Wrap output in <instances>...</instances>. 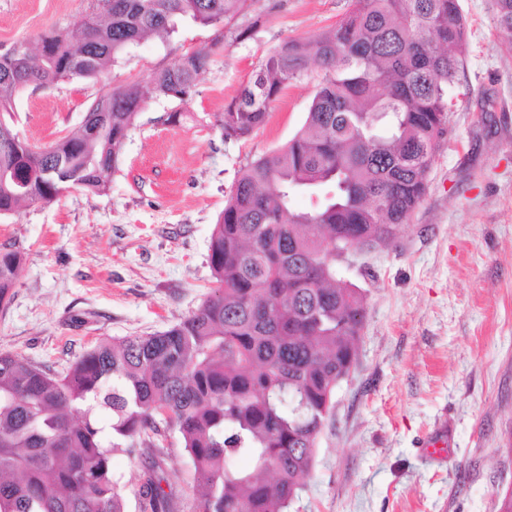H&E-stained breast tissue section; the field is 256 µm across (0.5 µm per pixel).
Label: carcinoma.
<instances>
[{
  "instance_id": "1",
  "label": "carcinoma",
  "mask_w": 512,
  "mask_h": 512,
  "mask_svg": "<svg viewBox=\"0 0 512 512\" xmlns=\"http://www.w3.org/2000/svg\"><path fill=\"white\" fill-rule=\"evenodd\" d=\"M247 0H94L48 52L0 53V112L26 86L93 80L152 34L189 16L221 24ZM512 54V0H494ZM460 0H354L328 33L269 55L217 122L226 140L262 127L282 89L319 63L305 123L284 147L243 166L210 241L218 284L168 330L100 342L54 375L0 353V512H125L112 453L147 451L140 512H176L161 482L179 434L193 466L194 512H288L305 487L338 382L356 356L365 298L336 277V247L395 242L422 201L448 135V89L464 71ZM218 45L152 72L160 99L188 101ZM142 98L116 87L80 129L33 147L0 120V215L80 189L107 193ZM49 175L27 187L11 170ZM296 193L318 199L292 211ZM22 260L0 250V305ZM246 465H239V461Z\"/></svg>"
}]
</instances>
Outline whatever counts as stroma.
<instances>
[{
	"instance_id": "35a3bbf8",
	"label": "stroma",
	"mask_w": 512,
	"mask_h": 512,
	"mask_svg": "<svg viewBox=\"0 0 512 512\" xmlns=\"http://www.w3.org/2000/svg\"><path fill=\"white\" fill-rule=\"evenodd\" d=\"M353 0H247L220 26L186 19L150 38L96 80L25 88L6 123L30 144L69 135L101 93L138 88L142 109L104 195L73 190L0 216V247L23 260L0 306V352L57 374L103 340L165 331L215 288L213 228L240 168L285 146L307 117L320 67L293 81L250 137L216 124L283 41L328 31ZM466 61L448 136L423 202L394 246L350 252L339 270L360 288L366 318L304 490L289 512H498L512 490V55L502 51L493 0H462ZM92 0H0V53L70 29ZM247 38H239L241 30ZM223 41L188 103L154 98L148 76ZM182 110L180 125L166 124ZM164 476L193 498L179 436ZM446 445L434 453V442ZM148 466L114 454L128 512Z\"/></svg>"
}]
</instances>
